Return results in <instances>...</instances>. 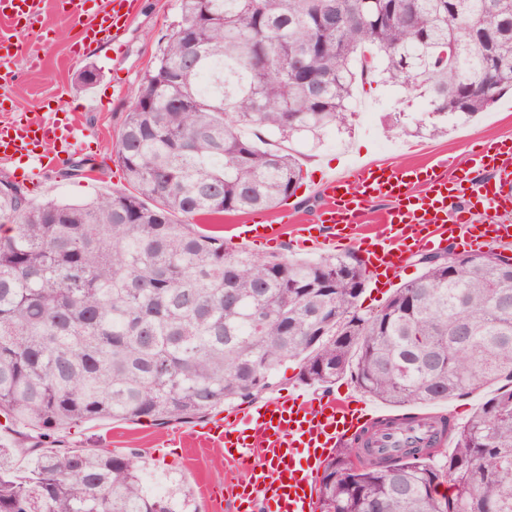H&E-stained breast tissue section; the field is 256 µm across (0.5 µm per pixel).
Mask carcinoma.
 <instances>
[{
	"label": "carcinoma",
	"instance_id": "obj_1",
	"mask_svg": "<svg viewBox=\"0 0 512 512\" xmlns=\"http://www.w3.org/2000/svg\"><path fill=\"white\" fill-rule=\"evenodd\" d=\"M375 73L425 100L432 135L487 111L512 89V0H181L116 136L130 188L36 202L0 175V428L31 430L0 448V512H180L135 453L42 444L95 419L255 401L289 359L308 385L348 376L403 409L324 461L320 512H512V257L423 254L364 313L356 254L255 257L196 223L294 195L301 169L263 133L346 126ZM495 384L465 423L437 420L448 447L375 453L413 407Z\"/></svg>",
	"mask_w": 512,
	"mask_h": 512
}]
</instances>
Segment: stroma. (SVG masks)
Masks as SVG:
<instances>
[{
  "label": "stroma",
  "mask_w": 512,
  "mask_h": 512,
  "mask_svg": "<svg viewBox=\"0 0 512 512\" xmlns=\"http://www.w3.org/2000/svg\"><path fill=\"white\" fill-rule=\"evenodd\" d=\"M180 0H142V9L124 34L121 51L111 46H91L72 58L77 40L78 20L51 11L46 31H19L17 39L28 50L38 52L41 63L25 68L23 79L13 91L14 109L31 114L48 113L66 100L88 99L92 109L85 124L94 136L81 146L78 156L91 160L98 172L94 177L61 179L50 170L40 178L30 176L26 158L0 168V173L22 184L31 198L52 197L67 202H82L96 194L122 190L127 186L122 168L115 162L113 142L129 110L130 92L154 64L163 45L162 37L180 19ZM94 67L99 78L89 90H81L78 76ZM423 108L422 99L407 95L400 87L369 79L358 89L352 102L354 116L348 128L329 130L320 136L292 141L271 137L273 146L296 155L301 163V186L289 197L299 223H312L323 204L321 183L326 175L337 174L356 164L382 163L398 168L416 166L446 156L465 164L469 144L474 140H512V90L476 118L454 124L447 133L429 135L416 128ZM398 128H391L392 118ZM193 422L162 424L140 421L102 420L62 434L64 444L82 448H112L134 452L142 458L144 483L158 496L188 497V512H227L214 503L212 488L223 485L230 469L220 444L182 443L172 450L169 443Z\"/></svg>",
  "instance_id": "stroma-1"
}]
</instances>
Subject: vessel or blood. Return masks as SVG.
Wrapping results in <instances>:
<instances>
[{
  "instance_id": "vessel-or-blood-1",
  "label": "vessel or blood",
  "mask_w": 512,
  "mask_h": 512,
  "mask_svg": "<svg viewBox=\"0 0 512 512\" xmlns=\"http://www.w3.org/2000/svg\"><path fill=\"white\" fill-rule=\"evenodd\" d=\"M71 14L82 17L83 43H110L122 37L141 0H68ZM44 0H0V98H9L21 80L18 26L41 27ZM83 116L61 103L51 116L0 122V161L28 158L47 169L66 161L85 134ZM475 168L490 170L492 180L449 177L451 164L441 159L430 168H377L364 164L323 181L325 204L316 225H300L295 244L327 248L351 244L359 249L379 288L391 287L404 256L463 246H512V144L471 149ZM392 200L383 224L363 233L371 205ZM242 242L276 241L280 228L263 215L237 227ZM375 421L357 410L353 398H311L301 393L256 402L195 429L194 435L220 442L227 462L244 468V480L229 483L234 512H315L316 478L323 461L349 438Z\"/></svg>"
}]
</instances>
